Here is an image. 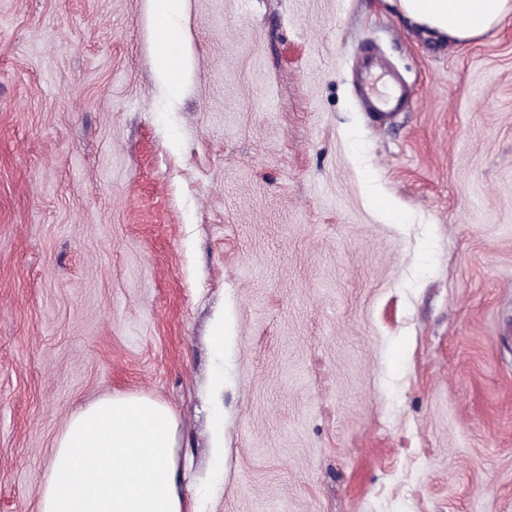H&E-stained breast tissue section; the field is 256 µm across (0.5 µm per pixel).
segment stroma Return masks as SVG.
Segmentation results:
<instances>
[{"instance_id": "obj_1", "label": "stroma", "mask_w": 512, "mask_h": 512, "mask_svg": "<svg viewBox=\"0 0 512 512\" xmlns=\"http://www.w3.org/2000/svg\"><path fill=\"white\" fill-rule=\"evenodd\" d=\"M183 22L172 99L147 0H0V512L125 393L173 410L198 512H512V16L466 45L396 0ZM369 47L403 111L362 107Z\"/></svg>"}]
</instances>
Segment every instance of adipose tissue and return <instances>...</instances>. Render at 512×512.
I'll use <instances>...</instances> for the list:
<instances>
[{
    "mask_svg": "<svg viewBox=\"0 0 512 512\" xmlns=\"http://www.w3.org/2000/svg\"><path fill=\"white\" fill-rule=\"evenodd\" d=\"M158 82L178 95L188 65L178 50L184 0H149ZM417 25L468 44L512 13V0H398ZM178 425L148 396L117 395L79 407L56 442L39 512H186L176 482Z\"/></svg>",
    "mask_w": 512,
    "mask_h": 512,
    "instance_id": "1",
    "label": "adipose tissue"
}]
</instances>
